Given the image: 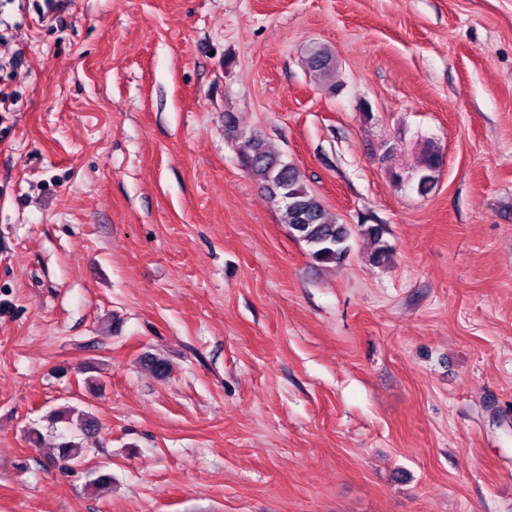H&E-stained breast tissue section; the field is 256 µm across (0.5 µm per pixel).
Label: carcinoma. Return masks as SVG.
<instances>
[{
	"label": "carcinoma",
	"instance_id": "obj_1",
	"mask_svg": "<svg viewBox=\"0 0 512 512\" xmlns=\"http://www.w3.org/2000/svg\"><path fill=\"white\" fill-rule=\"evenodd\" d=\"M311 70L328 74L333 65L325 51H316L308 61ZM240 152L247 170L252 177L278 201L281 219L295 233L298 240L309 247V254L319 264L338 263L349 251L348 241L353 230L348 224H338L327 218L321 201L309 190L299 170L280 160L264 141L246 137L240 145ZM442 154L437 149L426 152L415 172L417 189L422 195L428 194L435 183L442 166ZM362 234L373 239L378 247L373 259L380 261L387 256L388 248L381 242L382 231L377 225H359ZM56 459L64 469H71L82 463V447L74 440H63L57 446Z\"/></svg>",
	"mask_w": 512,
	"mask_h": 512
}]
</instances>
